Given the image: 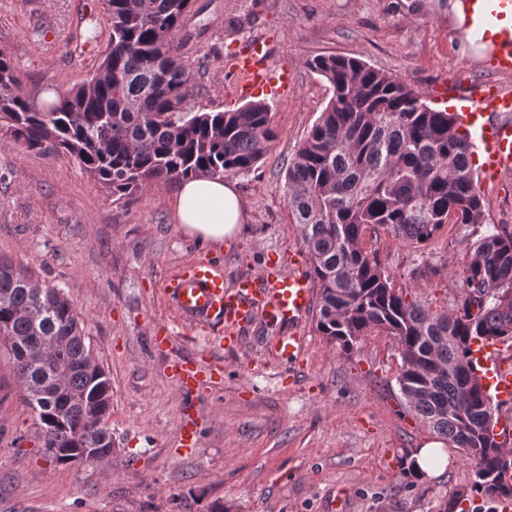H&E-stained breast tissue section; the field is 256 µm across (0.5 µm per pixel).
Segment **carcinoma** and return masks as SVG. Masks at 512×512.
I'll list each match as a JSON object with an SVG mask.
<instances>
[{
  "label": "carcinoma",
  "mask_w": 512,
  "mask_h": 512,
  "mask_svg": "<svg viewBox=\"0 0 512 512\" xmlns=\"http://www.w3.org/2000/svg\"><path fill=\"white\" fill-rule=\"evenodd\" d=\"M110 48L82 84L37 103L19 92L0 55V133L27 153L65 154L121 200L198 174L250 172L276 132L269 106L196 112L189 73L168 36L188 23L191 0H105ZM308 66L332 96L295 151L284 193L317 288L316 329L349 351L380 330L400 349L397 383L410 411L474 463L470 492L512 499V454L491 429L473 344L512 338V233L478 236L458 273L465 297L448 313L411 298L363 246L381 228L416 247L448 223H484L467 132L398 77L343 55ZM0 257V340L12 360L46 454L67 465L87 448L106 451L88 423L112 409V384L62 289L44 287ZM63 337L52 358L45 341ZM70 370L56 373L53 363Z\"/></svg>",
  "instance_id": "obj_1"
}]
</instances>
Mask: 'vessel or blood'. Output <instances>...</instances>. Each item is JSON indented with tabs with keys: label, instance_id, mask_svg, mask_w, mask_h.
I'll list each match as a JSON object with an SVG mask.
<instances>
[{
	"label": "vessel or blood",
	"instance_id": "obj_1",
	"mask_svg": "<svg viewBox=\"0 0 512 512\" xmlns=\"http://www.w3.org/2000/svg\"><path fill=\"white\" fill-rule=\"evenodd\" d=\"M233 69L241 80V96L275 101L295 89V74L275 71L267 41L248 42L234 58ZM459 108L458 120L472 136V164L485 181L496 182L512 173V92L490 82L447 87ZM161 296L175 321L207 332L222 324L219 346L234 348L240 332L256 323L275 329L269 342L278 361H295L303 348L298 330L315 296L311 278L296 270L283 272L279 259L267 258L258 274L238 279L226 287L224 275L208 262L178 268L161 283ZM499 343H478L474 355L483 370L482 383L495 402H512V365L499 357ZM166 371L181 391L191 392L212 383L222 373L209 356L171 359Z\"/></svg>",
	"mask_w": 512,
	"mask_h": 512
}]
</instances>
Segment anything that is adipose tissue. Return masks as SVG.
I'll use <instances>...</instances> for the list:
<instances>
[{
	"label": "adipose tissue",
	"mask_w": 512,
	"mask_h": 512,
	"mask_svg": "<svg viewBox=\"0 0 512 512\" xmlns=\"http://www.w3.org/2000/svg\"><path fill=\"white\" fill-rule=\"evenodd\" d=\"M171 208L187 236L218 245L234 237L245 221L236 184L227 178L199 175L183 180Z\"/></svg>",
	"instance_id": "obj_1"
}]
</instances>
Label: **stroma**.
<instances>
[{
    "label": "stroma",
    "instance_id": "obj_1",
    "mask_svg": "<svg viewBox=\"0 0 512 512\" xmlns=\"http://www.w3.org/2000/svg\"><path fill=\"white\" fill-rule=\"evenodd\" d=\"M92 19L99 38L77 51ZM109 33L102 0H0V53L27 94L80 85L103 61ZM257 38L273 41V65L295 71L298 84L270 104L277 138L264 159L235 177L247 220L224 245L183 234L170 205L175 184L118 200L69 156L25 153L0 134V256L34 281L62 288L72 302L111 379L114 441L104 461L53 462L0 352V512H327L338 493L346 512H443L454 492L470 487L473 464L454 448L441 475L399 476L398 457L434 434L400 396L401 358L385 332L345 352L316 331L309 314L298 363L269 355L268 331L256 324L243 330L238 349L215 351L223 375L208 389L183 394L165 372L168 355L195 357L205 343L174 324L157 292L164 277L206 261L231 284L257 274L270 254L292 269V255L303 248L285 174L331 97L309 60L358 58L396 75L438 110L446 107L438 91L451 82L491 77L512 90V73L489 75L438 0H193L187 31L171 33L170 41L189 72L196 110L243 106L232 59ZM480 190L481 232H512V175ZM365 245L431 309L461 300L455 272L469 259L465 227L446 225L420 248L384 231ZM164 326L173 334L167 355L151 343ZM189 405L201 439L186 456L179 431Z\"/></svg>",
    "mask_w": 512,
    "mask_h": 512
}]
</instances>
